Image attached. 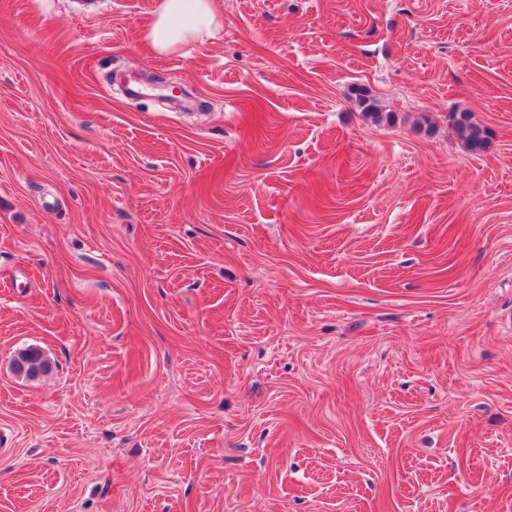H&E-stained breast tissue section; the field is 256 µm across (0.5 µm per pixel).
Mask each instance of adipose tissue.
<instances>
[{"label": "adipose tissue", "instance_id": "adipose-tissue-1", "mask_svg": "<svg viewBox=\"0 0 512 512\" xmlns=\"http://www.w3.org/2000/svg\"><path fill=\"white\" fill-rule=\"evenodd\" d=\"M218 0H161L144 36L156 54L169 55L182 45L213 39Z\"/></svg>", "mask_w": 512, "mask_h": 512}]
</instances>
